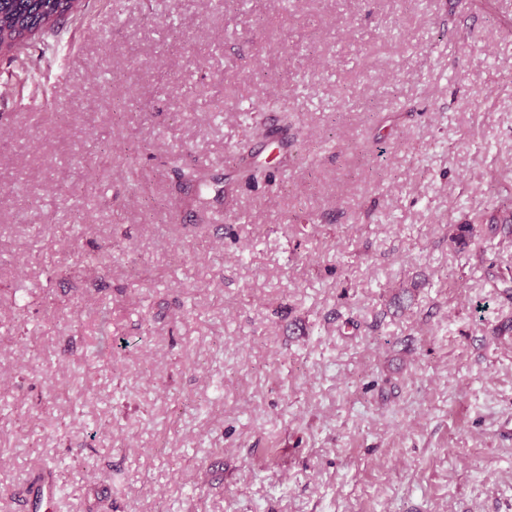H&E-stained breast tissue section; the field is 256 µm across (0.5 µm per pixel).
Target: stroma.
<instances>
[{
  "label": "stroma",
  "mask_w": 512,
  "mask_h": 512,
  "mask_svg": "<svg viewBox=\"0 0 512 512\" xmlns=\"http://www.w3.org/2000/svg\"><path fill=\"white\" fill-rule=\"evenodd\" d=\"M510 29L87 0L0 57V512L45 475L51 512H512ZM81 8H82V4L80 5V8L78 9V11L76 13H71L69 16H66L65 15V12H60L58 13L56 16H54L51 20H49L48 22H46L45 24H43L36 33H34L30 39L25 43L23 44L21 47L17 48V49H14L12 44H7L3 49L0 48V56H14V54L24 48L27 44H29L30 42H32L36 37H41L42 35H47L49 33H52L54 32L56 29H58L65 20H67L69 17H72L74 15H76L77 13H79L81 11Z\"/></svg>",
  "instance_id": "stroma-1"
}]
</instances>
